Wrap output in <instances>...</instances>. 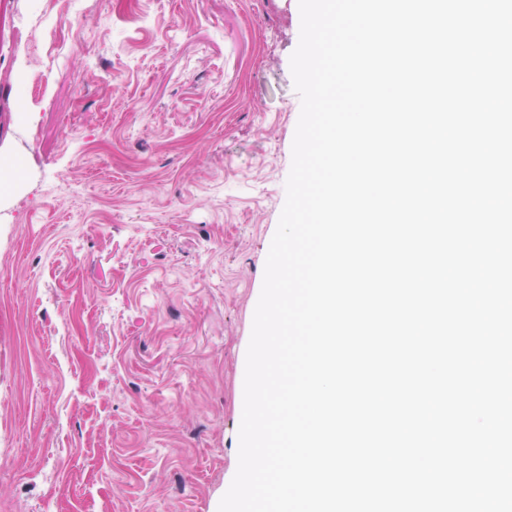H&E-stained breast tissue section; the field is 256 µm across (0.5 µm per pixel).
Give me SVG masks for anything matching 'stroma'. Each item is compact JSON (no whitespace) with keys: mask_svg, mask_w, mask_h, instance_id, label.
Masks as SVG:
<instances>
[{"mask_svg":"<svg viewBox=\"0 0 512 512\" xmlns=\"http://www.w3.org/2000/svg\"><path fill=\"white\" fill-rule=\"evenodd\" d=\"M0 0V512H218L298 0ZM28 117H21L19 102ZM16 164L13 158L4 156L0 150V201L11 195L16 180Z\"/></svg>","mask_w":512,"mask_h":512,"instance_id":"35a3bbf8","label":"stroma"}]
</instances>
